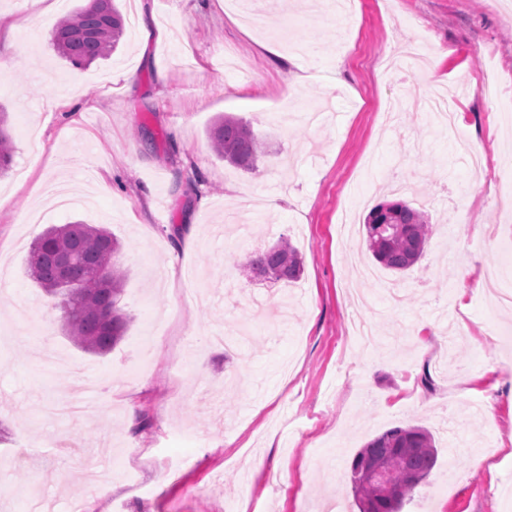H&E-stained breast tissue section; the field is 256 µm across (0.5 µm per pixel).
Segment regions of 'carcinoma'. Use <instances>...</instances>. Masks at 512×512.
Wrapping results in <instances>:
<instances>
[{
	"label": "carcinoma",
	"instance_id": "obj_1",
	"mask_svg": "<svg viewBox=\"0 0 512 512\" xmlns=\"http://www.w3.org/2000/svg\"><path fill=\"white\" fill-rule=\"evenodd\" d=\"M125 32L124 19L114 0H93L56 23L52 43L58 55L76 66L106 60ZM213 152L245 171L256 169L264 154L263 141L250 124L222 115L208 130ZM13 160L7 113L0 111V176ZM366 243L384 268L402 273L417 263L431 235L429 214L403 199L375 206L366 216ZM120 243L107 228L74 223L51 226L35 238L26 258L29 277L43 291L60 298L64 328L83 350L103 355L120 342L129 323L121 306L127 274L119 266ZM304 262L290 239L256 252L242 266L252 280L294 281ZM438 458L432 433L416 425L390 428L365 443L355 455L350 483L360 512H401L421 481L428 479ZM376 464L392 483L391 492L361 475Z\"/></svg>",
	"mask_w": 512,
	"mask_h": 512
}]
</instances>
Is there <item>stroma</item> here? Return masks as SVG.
I'll list each match as a JSON object with an SVG mask.
<instances>
[{"mask_svg":"<svg viewBox=\"0 0 512 512\" xmlns=\"http://www.w3.org/2000/svg\"><path fill=\"white\" fill-rule=\"evenodd\" d=\"M257 4L119 0L126 37L85 68L58 56L48 23L0 44L15 146L0 178V512H359L354 456L408 424L432 432L439 457L402 512H512V311L465 285L512 273V200L412 99L447 87L465 136L502 170L512 7L354 0L341 19L320 0L317 21L300 0ZM143 12L166 35L142 54ZM298 97L317 123L279 125ZM224 113L264 140L255 171L212 152ZM98 175L108 191L88 192ZM392 180L418 183L433 232L403 276L362 283L364 218ZM50 182L75 205L27 223ZM76 221L113 233L127 271L131 322L104 355L67 338L25 270L37 235ZM283 236L304 257L299 281L242 275Z\"/></svg>","mask_w":512,"mask_h":512,"instance_id":"35a3bbf8","label":"stroma"}]
</instances>
